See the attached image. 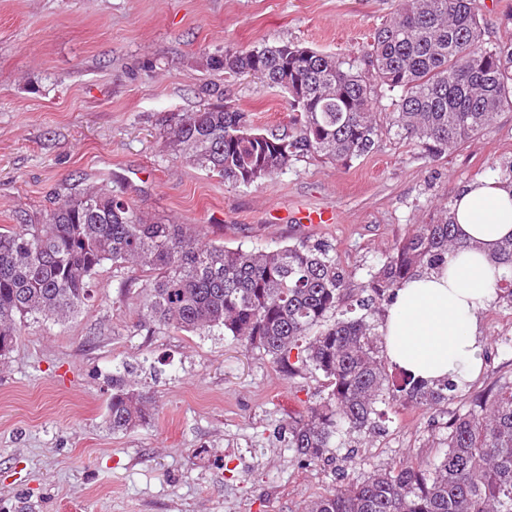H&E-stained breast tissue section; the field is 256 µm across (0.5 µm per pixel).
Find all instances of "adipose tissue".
<instances>
[{
  "label": "adipose tissue",
  "instance_id": "adipose-tissue-1",
  "mask_svg": "<svg viewBox=\"0 0 512 512\" xmlns=\"http://www.w3.org/2000/svg\"><path fill=\"white\" fill-rule=\"evenodd\" d=\"M454 212L467 248L398 288L380 333L391 364L431 383L462 387L481 367L480 317L500 275L490 256L512 236V187L490 176L476 179L459 192Z\"/></svg>",
  "mask_w": 512,
  "mask_h": 512
}]
</instances>
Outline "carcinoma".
Segmentation results:
<instances>
[{"label": "carcinoma", "instance_id": "1", "mask_svg": "<svg viewBox=\"0 0 512 512\" xmlns=\"http://www.w3.org/2000/svg\"><path fill=\"white\" fill-rule=\"evenodd\" d=\"M363 61L368 78L340 56L295 43L226 49L210 59L213 70L276 88L285 77L299 82L288 94L297 112L291 129L264 132L226 101L171 119L167 146L228 185L251 184L300 157L346 165L370 153L383 131L374 112L382 88L394 94L386 131L432 158L512 109V46L484 42L477 0H398L397 18L375 31ZM464 248L450 208L397 242L370 273L365 296L354 299L327 245L228 249L202 241L185 224L145 219L108 186L71 188L50 213L0 225V356L27 321L79 313L104 264L116 271L137 266L152 274L142 297L156 329H222L290 377L307 371L324 378L306 414L288 425L294 461L308 467L326 459L343 436L363 443L381 405L404 401L430 410L457 397L452 382L389 374L374 315L408 279ZM491 262L501 270L496 290L512 304V237L500 242ZM152 409L151 397L112 376V432L150 424ZM447 429L444 452L433 463L403 459L362 480L344 477L308 500L303 512H512V382L470 397Z\"/></svg>", "mask_w": 512, "mask_h": 512}]
</instances>
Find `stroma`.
I'll return each mask as SVG.
<instances>
[{"mask_svg":"<svg viewBox=\"0 0 512 512\" xmlns=\"http://www.w3.org/2000/svg\"><path fill=\"white\" fill-rule=\"evenodd\" d=\"M478 7L485 40L512 44V0ZM396 12L397 0H0V224L52 210L64 188L103 183L143 216L230 249L329 245L361 289L413 225L512 162V109L437 158L387 132L348 165L309 156L237 186L171 154L163 130L220 99L258 127L290 128L280 90L224 76L211 57L291 42L358 60ZM302 207L337 221L305 230L294 220ZM145 279L104 265L78 317L28 322L0 358V512H301L340 475L440 455L462 398L438 411L396 403L366 445L298 466L282 434L321 379L288 377L217 329L155 330L140 306ZM481 333L469 394L512 382V306L494 299ZM125 363L154 418L115 433L110 378Z\"/></svg>","mask_w":512,"mask_h":512,"instance_id":"35a3bbf8","label":"stroma"}]
</instances>
